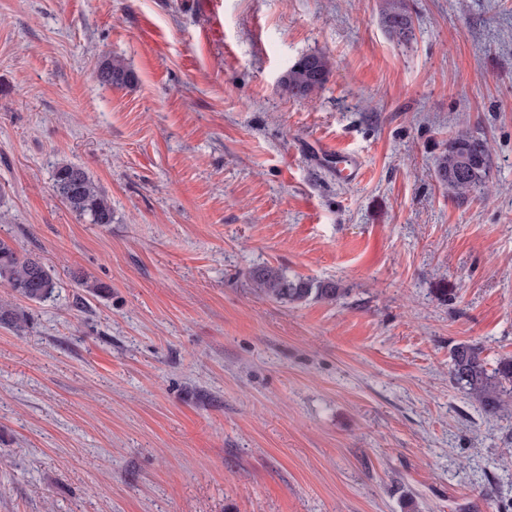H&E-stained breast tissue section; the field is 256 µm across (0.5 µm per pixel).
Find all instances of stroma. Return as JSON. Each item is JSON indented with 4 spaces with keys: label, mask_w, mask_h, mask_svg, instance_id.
<instances>
[{
    "label": "stroma",
    "mask_w": 512,
    "mask_h": 512,
    "mask_svg": "<svg viewBox=\"0 0 512 512\" xmlns=\"http://www.w3.org/2000/svg\"><path fill=\"white\" fill-rule=\"evenodd\" d=\"M382 4L0 0V237L57 279L0 325V512H512V407L450 374L461 342L512 357V0H409L407 41ZM311 53L329 81L290 98ZM460 129L494 162L464 201ZM265 266L345 295L267 300ZM330 73L328 59L322 54L312 53L296 62L282 78L281 84L290 96L305 100L323 90ZM99 83L113 87H129L136 81V75L122 60L104 58L96 71ZM491 170L489 140L464 129L448 139L447 147L436 160L439 182L459 200L484 193L491 179ZM318 154L321 157V161L324 162H332L333 159H336V166L338 164L341 165L338 170L342 177L350 181L356 180L359 177L360 168L357 159L341 147L334 144L321 145L318 149ZM52 178L55 193L70 211L89 224L113 222L111 200L85 168L71 162H59Z\"/></svg>",
    "instance_id": "stroma-1"
}]
</instances>
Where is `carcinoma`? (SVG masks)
<instances>
[{
    "label": "carcinoma",
    "instance_id": "cac0c4a2",
    "mask_svg": "<svg viewBox=\"0 0 512 512\" xmlns=\"http://www.w3.org/2000/svg\"><path fill=\"white\" fill-rule=\"evenodd\" d=\"M383 22L398 39L412 35L413 21L407 0H385ZM328 59L317 53L296 62L282 78L284 90L292 97L309 99L317 95L329 80ZM99 83L129 87L136 75L122 60L105 58L96 71ZM492 151L489 140L464 129L448 138V145L436 160V173L448 191L464 200L485 192L491 179ZM55 193L70 211L90 224H110L114 219L112 203L88 171L76 164L59 162L52 174ZM257 291L265 298L283 304H300L311 299L334 302L344 296V289L334 282H315L290 276L279 268L264 267L251 273ZM0 284L14 296L41 302L57 288L51 267L30 255L13 240L0 238ZM21 335L27 327V315L16 307L0 305V324ZM451 375L454 382L481 405L487 415L506 409L512 398V357L502 358L495 368H488L482 347L459 343L452 349Z\"/></svg>",
    "mask_w": 512,
    "mask_h": 512
}]
</instances>
